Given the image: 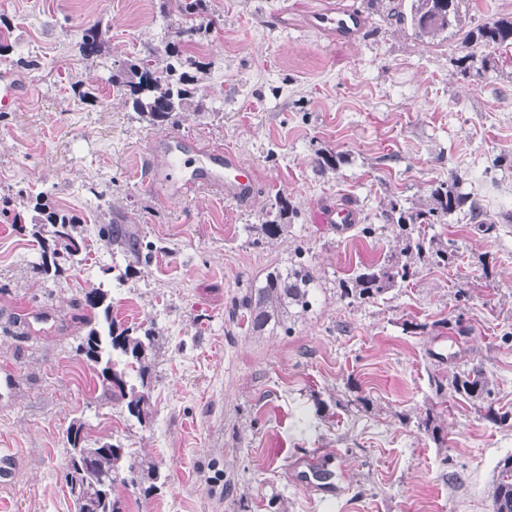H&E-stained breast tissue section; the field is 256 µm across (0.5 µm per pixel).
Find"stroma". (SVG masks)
Here are the masks:
<instances>
[{
	"label": "stroma",
	"instance_id": "35a3bbf8",
	"mask_svg": "<svg viewBox=\"0 0 512 512\" xmlns=\"http://www.w3.org/2000/svg\"><path fill=\"white\" fill-rule=\"evenodd\" d=\"M325 2L204 0L188 48L204 63L205 111L151 127L110 76L177 42L162 0H0L13 30L0 74L30 87L0 112V449L19 463L0 512H72L74 423L88 442L157 465L158 481L116 483L120 512H490L512 427L446 384L482 367L494 407L512 411V46L497 71L462 70L457 35L421 42L387 0H342L366 26L332 42L307 25ZM96 20L109 31L93 67L75 34ZM173 133L236 152L258 175L248 202L216 189L171 200L143 154ZM326 150L343 159L322 173ZM453 174L487 228L461 214L433 225L452 264L419 267L369 302L341 300L342 279L401 248L388 200L423 204ZM280 195L289 229L269 240L257 227ZM39 200L80 217L91 247L48 279L35 272L51 231L31 221ZM346 204L358 215L346 233L320 223L322 208ZM108 207L134 219L149 261L102 240ZM297 262L315 277L308 311L253 331L235 299ZM93 288L121 326L156 334L147 379L131 380L149 396L145 419L78 351L105 327L79 304ZM317 457L332 495L307 477Z\"/></svg>",
	"mask_w": 512,
	"mask_h": 512
}]
</instances>
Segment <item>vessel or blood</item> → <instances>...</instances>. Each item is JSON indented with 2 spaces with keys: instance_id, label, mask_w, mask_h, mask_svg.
<instances>
[{
  "instance_id": "b4317fda",
  "label": "vessel or blood",
  "mask_w": 512,
  "mask_h": 512,
  "mask_svg": "<svg viewBox=\"0 0 512 512\" xmlns=\"http://www.w3.org/2000/svg\"><path fill=\"white\" fill-rule=\"evenodd\" d=\"M308 25L336 41L351 42L362 32L365 22L358 13L330 7L310 16ZM27 85L4 75L0 77V111L13 109L26 95ZM177 156L165 163L163 175L169 180L177 198H184L200 188L223 189L225 197L238 201L251 191L255 181L254 169L247 166L234 152L218 149H203L189 139L179 140L176 144ZM202 153L210 161L209 167L200 169L195 177L182 180L176 173L183 163L182 155L186 152ZM320 219L322 223L335 225L337 232H344L349 224L355 223L356 213L349 207L325 208Z\"/></svg>"
}]
</instances>
